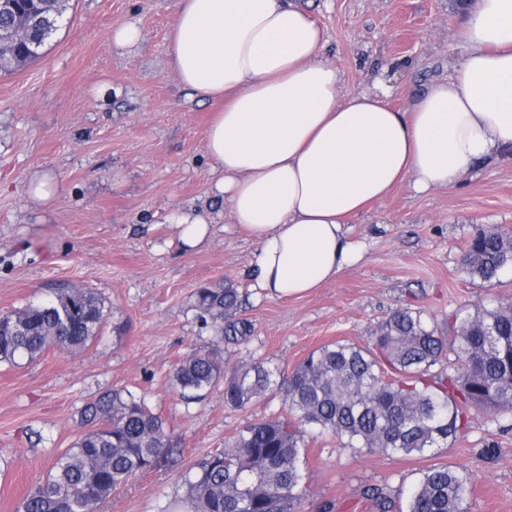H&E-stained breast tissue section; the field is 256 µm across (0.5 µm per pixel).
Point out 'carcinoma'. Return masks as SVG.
Wrapping results in <instances>:
<instances>
[{"mask_svg": "<svg viewBox=\"0 0 512 512\" xmlns=\"http://www.w3.org/2000/svg\"><path fill=\"white\" fill-rule=\"evenodd\" d=\"M67 0H38L35 13L48 23L32 39L22 36L16 55L0 70L36 59L57 30ZM468 277L484 283L512 271V236L480 231L462 258ZM242 300L230 284L201 288L197 308L236 344L250 335ZM105 319L104 303L85 288H56L42 302L0 314V363L32 360L52 346L80 349ZM374 349L329 343L311 351L288 378L256 360L224 373V360L194 351L177 365L173 384L189 399L224 385V405L243 409L278 392L286 416L252 423L208 456L188 479L195 512H298L307 495L300 469L306 428L330 432L349 448L422 454L456 437L470 408L512 412V300H498L448 321V331L410 307L378 323ZM453 356L454 375L429 376ZM86 430L32 486L17 512H99L112 491L137 474L172 459L175 440L161 414L124 389L88 403ZM464 479L446 465L433 466L410 491L406 512H468Z\"/></svg>", "mask_w": 512, "mask_h": 512, "instance_id": "cac0c4a2", "label": "carcinoma"}]
</instances>
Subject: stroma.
<instances>
[{"mask_svg": "<svg viewBox=\"0 0 512 512\" xmlns=\"http://www.w3.org/2000/svg\"><path fill=\"white\" fill-rule=\"evenodd\" d=\"M323 29L325 58L350 92L384 75L392 102L447 77L465 53L457 0H299ZM178 0H72L39 58L0 72V311L45 299L51 288L92 289L105 322L86 347L47 349L32 361L0 364V512H15L84 426L85 405L125 389L161 414L178 441L172 462L112 493L101 512H162L181 502L185 478L246 425L287 409L272 395L245 409L225 407L221 389L188 400L170 376L191 351L226 368L252 359L278 375L321 345L358 347L392 310L411 306L446 325L456 312L512 298V272L495 285L470 280L461 261L482 230L512 233V161L474 168L453 189L397 187L356 218L349 240L360 257L335 280L301 298L255 288L257 246L232 224L212 188L206 102L188 97L169 66L167 36ZM136 25L131 49L113 29ZM57 177L49 203L31 199L28 181ZM178 209L212 216L208 239L183 248ZM231 282L245 341L226 343L203 324L195 292ZM446 465L467 480L469 512H512V412L472 410L470 425L425 455L342 447L328 432L306 437L300 512H377L365 491L406 503L423 471Z\"/></svg>", "mask_w": 512, "mask_h": 512, "instance_id": "35a3bbf8", "label": "stroma"}]
</instances>
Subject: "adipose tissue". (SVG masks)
<instances>
[{
  "mask_svg": "<svg viewBox=\"0 0 512 512\" xmlns=\"http://www.w3.org/2000/svg\"><path fill=\"white\" fill-rule=\"evenodd\" d=\"M458 36L451 74L399 110L378 77L343 92L295 0H179L169 65L212 107L214 189L259 246L257 288L299 298L334 280L353 259L349 224L397 185L454 188L512 160V0H480Z\"/></svg>",
  "mask_w": 512,
  "mask_h": 512,
  "instance_id": "adipose-tissue-1",
  "label": "adipose tissue"
}]
</instances>
